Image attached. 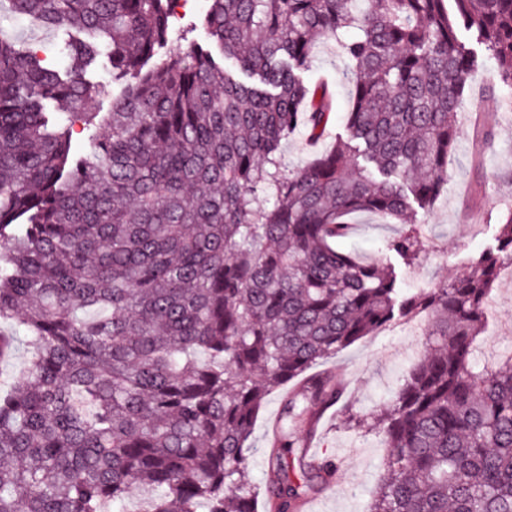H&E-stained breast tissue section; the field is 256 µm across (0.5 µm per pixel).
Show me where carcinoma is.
<instances>
[{
    "instance_id": "carcinoma-1",
    "label": "carcinoma",
    "mask_w": 512,
    "mask_h": 512,
    "mask_svg": "<svg viewBox=\"0 0 512 512\" xmlns=\"http://www.w3.org/2000/svg\"><path fill=\"white\" fill-rule=\"evenodd\" d=\"M5 2L71 42L56 71L0 33V354L19 333L31 349L0 395V512H257L261 493L296 512L337 474L289 461L290 427L343 395L314 369L419 314L425 352L372 416L387 453L368 512H512V357H478L512 211L497 248L426 291L334 244L377 213L409 226L388 250L416 259L478 66L456 25L512 87V0H207L209 47L175 50V0ZM319 37L345 58L349 138L288 171L281 143L328 123L327 91L297 76ZM102 45L124 85L104 113ZM65 110L103 129L84 157ZM289 381L260 488L257 415Z\"/></svg>"
}]
</instances>
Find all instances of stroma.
<instances>
[{
    "mask_svg": "<svg viewBox=\"0 0 512 512\" xmlns=\"http://www.w3.org/2000/svg\"><path fill=\"white\" fill-rule=\"evenodd\" d=\"M0 33L20 44L41 42L45 63L51 68L67 64V37L45 33L32 25H19L9 12L0 13ZM459 39L470 43L479 65L467 78V97L458 113L459 137L448 160V193L433 209L422 212L417 226L423 248L412 262L388 251V242L403 230L396 221L374 214L348 216V236L341 246L361 256L394 267L402 287L416 291L462 275L481 251L495 248L501 226L512 210V93L503 89L494 61L471 32L458 28ZM343 59L336 41L324 40L313 49L302 80L311 86L327 81L334 107L324 137L310 140L298 130L281 148L286 169L306 166L337 138L347 137L345 113L350 86L343 74ZM493 129L495 139L482 162H475L474 121ZM487 308L492 313L484 336L495 357L512 354V275L503 274L494 286ZM423 349L422 337L378 335L357 342L323 363L346 387L344 398L327 413L321 436L346 454L340 482L320 494V512H367L370 496L382 474V441L375 433L356 427L355 416L371 417L389 399ZM282 390L271 393L261 408L249 467L256 480L265 476L267 426L282 409Z\"/></svg>",
    "mask_w": 512,
    "mask_h": 512,
    "instance_id": "stroma-1",
    "label": "stroma"
}]
</instances>
